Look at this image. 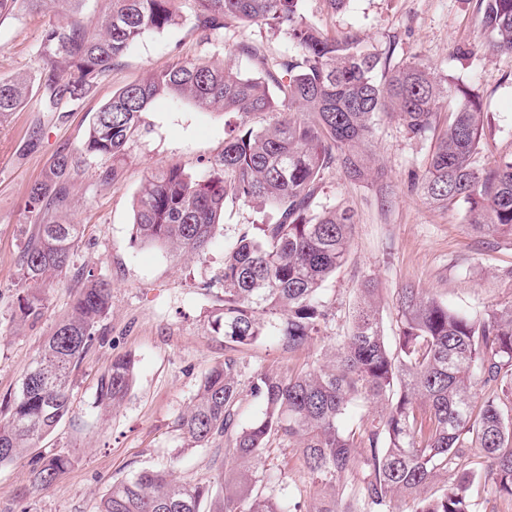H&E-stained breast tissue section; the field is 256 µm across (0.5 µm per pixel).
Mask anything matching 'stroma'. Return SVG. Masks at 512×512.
Segmentation results:
<instances>
[{
  "mask_svg": "<svg viewBox=\"0 0 512 512\" xmlns=\"http://www.w3.org/2000/svg\"><path fill=\"white\" fill-rule=\"evenodd\" d=\"M305 14L328 36H356L377 52H392L397 63L419 57L439 77L474 86L485 124L475 166L491 167L512 153V54L484 50L476 0H350L341 11L331 10L326 0H306ZM62 19L59 13L23 10L0 18V76L39 75L42 31ZM242 41L260 46L265 55L261 62L239 58L247 75L263 73L292 49L284 32L260 21H232L221 34L203 39L194 27L193 0H181L176 25L145 34L79 99L46 112L35 98L0 123V399L19 390L44 340L67 314L76 273L112 284V307L101 325L104 339L72 377V412L39 445L42 453L65 455L70 464L45 491L32 488L28 459L0 467V512H96L112 482L166 465L178 480L218 482L228 469L223 440L171 461L183 445L178 419L200 380L228 358L246 378L264 371L285 374L322 360L334 337L346 332L366 280H374L381 292L379 317L389 339L398 330L397 293L410 285L469 314L512 305V238L477 234L466 220L464 202L435 208L412 186L448 126L455 107L450 101L421 139L410 137L394 119L379 118L370 143L380 168L375 182L351 180L335 166L325 171L318 204L349 206L355 224L343 265L323 285V297L336 311L324 334L293 352L275 336L244 347L225 344L213 328L222 293L211 286L224 267V250L246 225L275 221L277 213L227 204L214 244L191 259L136 241L132 206L145 178L171 164L207 175L236 121L220 110L162 99L143 114V131L127 143L113 182L101 181L112 166L105 157L83 155L71 171L66 219L83 231L72 270L43 288L37 320L19 322L21 258L35 224L25 206L32 185L58 153L80 152L95 112L119 88L179 60L223 61ZM463 45L472 46L473 54H460ZM383 193L384 205L378 200ZM126 353L136 358L135 385L117 412L100 416L94 407L98 380L113 357ZM265 467L280 475L302 512H312L314 486L297 448L274 443Z\"/></svg>",
  "mask_w": 512,
  "mask_h": 512,
  "instance_id": "obj_1",
  "label": "stroma"
}]
</instances>
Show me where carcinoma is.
<instances>
[{
    "mask_svg": "<svg viewBox=\"0 0 512 512\" xmlns=\"http://www.w3.org/2000/svg\"><path fill=\"white\" fill-rule=\"evenodd\" d=\"M83 0H0V17L23 7L67 6L64 23L43 30L38 79L0 78V123L32 94L45 112L93 87L147 32L176 24L178 0H108L92 19ZM305 0H194L195 28L203 35L231 18L265 21L288 35L293 51L263 77L241 74L231 60H179L112 95L94 117L82 153L121 162L138 134L142 114L159 98L186 99L200 109L221 108L240 118L224 139V152L205 177L177 164L146 179L133 202V235L186 256L213 244L228 201L277 210L273 224H249L224 252V305L215 331L224 343L249 346L277 336L288 350L320 335L332 316L323 282L350 245L353 215L319 207L323 172L339 165L355 181L368 180L376 117L392 115L414 138L433 127L447 99L459 101L414 187L428 203L462 201L480 234L512 236V154L486 171L472 166L483 136L480 97L464 84L441 80L414 57L391 59L346 36L329 38L306 17ZM484 48L512 53V0H478ZM386 73L376 79L378 70ZM266 114L262 130L247 118ZM79 157L61 152L30 191L27 206L42 215L22 256L23 297L18 319L41 314V288L70 269L80 225L57 214L70 202L68 177ZM378 289H361L350 331L335 337L331 358L288 375L261 372L249 385L231 358L201 380L179 419L186 446L205 448L222 438L232 478L218 484L176 481L164 469H145L112 483L97 512H300L293 496L262 478L265 454L276 440L298 448L320 495L314 512H483L473 487L512 503V306L472 317L404 288L398 298L395 345L382 333ZM111 288L88 276L71 311L45 340L21 388L0 418V466L15 462L70 412L71 378L83 356L102 339ZM135 359L120 355L101 376L96 408L117 411L134 387ZM482 394L473 392L474 385ZM261 415L237 422L246 396ZM380 406L362 431L341 426L353 403ZM485 467L462 474L457 486L429 492L442 473H455L467 450ZM29 477L47 488L68 467L61 455H34Z\"/></svg>",
    "mask_w": 512,
    "mask_h": 512,
    "instance_id": "obj_1",
    "label": "carcinoma"
}]
</instances>
